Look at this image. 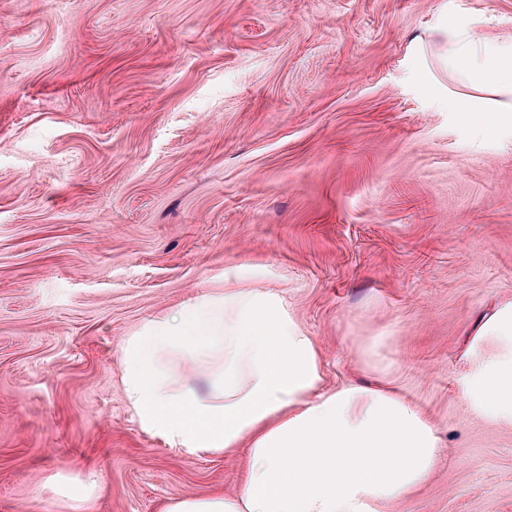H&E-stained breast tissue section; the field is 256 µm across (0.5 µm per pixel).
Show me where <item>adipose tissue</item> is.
Instances as JSON below:
<instances>
[{"label":"adipose tissue","mask_w":512,"mask_h":512,"mask_svg":"<svg viewBox=\"0 0 512 512\" xmlns=\"http://www.w3.org/2000/svg\"><path fill=\"white\" fill-rule=\"evenodd\" d=\"M482 347L466 396L512 426V301L481 319L466 352ZM121 368L145 431L189 455L247 449L239 495L171 499L162 512H381L436 468L423 411L388 386L325 389L314 338L260 288H228L145 322L125 338ZM190 368L207 373V391Z\"/></svg>","instance_id":"1"}]
</instances>
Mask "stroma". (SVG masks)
Masks as SVG:
<instances>
[{
	"label": "stroma",
	"instance_id": "1",
	"mask_svg": "<svg viewBox=\"0 0 512 512\" xmlns=\"http://www.w3.org/2000/svg\"><path fill=\"white\" fill-rule=\"evenodd\" d=\"M462 36L511 56L512 0H0V512L240 494L246 449L170 447L121 385L126 336L227 288L285 302L326 388L423 408L435 473L384 512H512L462 356L512 298V131L454 108L512 96Z\"/></svg>",
	"mask_w": 512,
	"mask_h": 512
}]
</instances>
